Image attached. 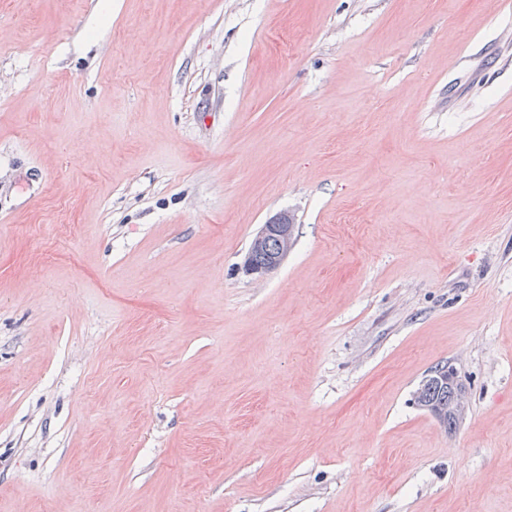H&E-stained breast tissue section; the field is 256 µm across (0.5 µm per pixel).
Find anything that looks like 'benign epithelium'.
<instances>
[{
	"label": "benign epithelium",
	"instance_id": "1",
	"mask_svg": "<svg viewBox=\"0 0 512 512\" xmlns=\"http://www.w3.org/2000/svg\"><path fill=\"white\" fill-rule=\"evenodd\" d=\"M295 224L286 212H280L261 225L249 245L243 270L262 277L276 270L294 246Z\"/></svg>",
	"mask_w": 512,
	"mask_h": 512
}]
</instances>
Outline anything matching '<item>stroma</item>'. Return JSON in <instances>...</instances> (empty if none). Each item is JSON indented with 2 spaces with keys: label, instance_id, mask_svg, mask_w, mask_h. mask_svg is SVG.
I'll use <instances>...</instances> for the list:
<instances>
[{
  "label": "stroma",
  "instance_id": "obj_1",
  "mask_svg": "<svg viewBox=\"0 0 512 512\" xmlns=\"http://www.w3.org/2000/svg\"><path fill=\"white\" fill-rule=\"evenodd\" d=\"M0 28V512H512V0ZM293 219L288 212H280L262 224L249 245L243 270L247 275L262 277L276 270L294 246L295 236ZM274 241L275 246L270 247ZM259 254L261 262L253 260V254ZM416 393L414 403L417 406L431 412L445 427L457 425V418L448 413V404L462 393V387L448 364L430 370Z\"/></svg>",
  "mask_w": 512,
  "mask_h": 512
}]
</instances>
